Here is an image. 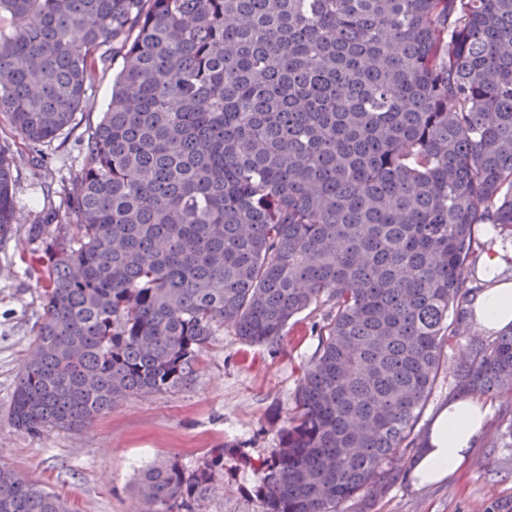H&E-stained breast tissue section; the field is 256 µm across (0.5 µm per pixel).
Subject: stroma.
I'll return each mask as SVG.
<instances>
[{
    "instance_id": "35a3bbf8",
    "label": "stroma",
    "mask_w": 512,
    "mask_h": 512,
    "mask_svg": "<svg viewBox=\"0 0 512 512\" xmlns=\"http://www.w3.org/2000/svg\"><path fill=\"white\" fill-rule=\"evenodd\" d=\"M113 55L88 92L74 129L43 148L46 166L35 170L25 141L9 127L0 143L15 155L16 218L0 241V464L24 479L55 492L71 512H137L135 485L141 470L168 460L193 468L217 448H239L245 459L218 473L203 504L204 512H263L257 494V459L271 456L277 434L288 423L301 369L316 352L314 325L324 307L301 312L274 344L252 345L230 330H219L181 388L128 397L82 427L50 429L34 436L14 427L9 407L43 312L44 287L26 270L41 245L29 228L48 207H62L74 190L83 149L102 120L112 84L122 68ZM475 327L447 348L442 371L417 425L428 432L447 405L454 373L471 343ZM486 421L468 466L448 479L417 486L409 478L413 453H406L397 482L376 498L369 512H512V445L497 429L499 403L484 397Z\"/></svg>"
}]
</instances>
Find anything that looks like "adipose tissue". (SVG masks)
Wrapping results in <instances>:
<instances>
[{
	"mask_svg": "<svg viewBox=\"0 0 512 512\" xmlns=\"http://www.w3.org/2000/svg\"><path fill=\"white\" fill-rule=\"evenodd\" d=\"M482 264L493 283L475 297L472 320L482 331L495 334L512 326V247L493 244ZM485 416V409L472 399L450 400L436 415L414 460V484L438 483L464 469Z\"/></svg>",
	"mask_w": 512,
	"mask_h": 512,
	"instance_id": "ef3b65f1",
	"label": "adipose tissue"
}]
</instances>
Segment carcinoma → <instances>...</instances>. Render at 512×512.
Masks as SVG:
<instances>
[{
  "mask_svg": "<svg viewBox=\"0 0 512 512\" xmlns=\"http://www.w3.org/2000/svg\"><path fill=\"white\" fill-rule=\"evenodd\" d=\"M123 66L64 211L30 228L45 283L9 418L72 430L187 383L221 328L277 341L328 306L263 512L385 490L467 328L490 224L512 241V0H0V122L33 151ZM0 144V239L15 211ZM512 428V327L454 375ZM144 469L141 512H199L224 460ZM0 512H69L0 473Z\"/></svg>",
  "mask_w": 512,
  "mask_h": 512,
  "instance_id": "1",
  "label": "carcinoma"
}]
</instances>
